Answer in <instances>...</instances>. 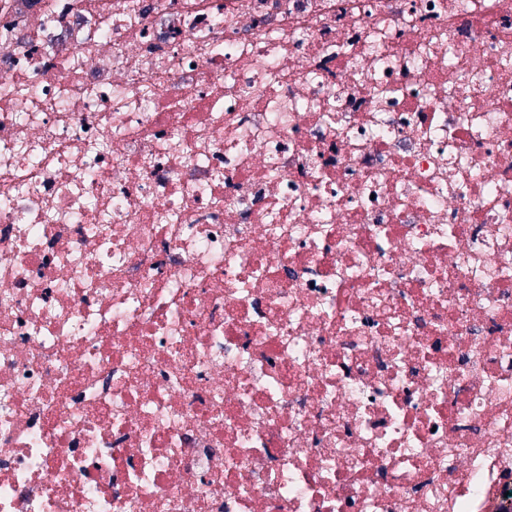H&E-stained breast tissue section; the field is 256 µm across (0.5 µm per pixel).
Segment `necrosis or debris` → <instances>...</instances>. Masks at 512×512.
<instances>
[{"instance_id":"1","label":"necrosis or debris","mask_w":512,"mask_h":512,"mask_svg":"<svg viewBox=\"0 0 512 512\" xmlns=\"http://www.w3.org/2000/svg\"><path fill=\"white\" fill-rule=\"evenodd\" d=\"M0 512H512V0H0Z\"/></svg>"}]
</instances>
